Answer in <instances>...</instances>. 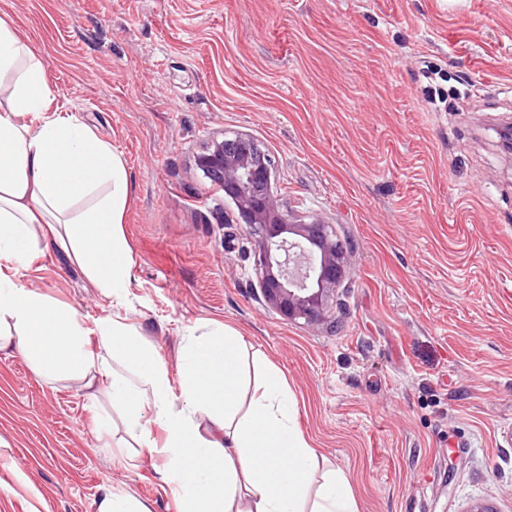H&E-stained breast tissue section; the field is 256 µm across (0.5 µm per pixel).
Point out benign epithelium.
<instances>
[{
    "label": "benign epithelium",
    "instance_id": "benign-epithelium-1",
    "mask_svg": "<svg viewBox=\"0 0 512 512\" xmlns=\"http://www.w3.org/2000/svg\"><path fill=\"white\" fill-rule=\"evenodd\" d=\"M197 166L233 200L238 223L254 240L255 276L265 304L288 321L326 319L347 267V252L331 225L292 220L274 194L270 160L249 136L213 139Z\"/></svg>",
    "mask_w": 512,
    "mask_h": 512
}]
</instances>
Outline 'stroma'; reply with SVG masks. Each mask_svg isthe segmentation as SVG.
Returning <instances> with one entry per match:
<instances>
[{
	"label": "stroma",
	"mask_w": 512,
	"mask_h": 512,
	"mask_svg": "<svg viewBox=\"0 0 512 512\" xmlns=\"http://www.w3.org/2000/svg\"><path fill=\"white\" fill-rule=\"evenodd\" d=\"M42 56L55 109L122 153L133 249L120 301L60 247L24 287L132 325L176 375L204 322L244 369L283 374L320 468L358 512H512V0H0ZM448 73L447 109L421 71ZM245 134L347 271L325 323L264 305L254 241L196 156ZM467 444L459 450L457 441ZM161 452L73 381L0 353V512H95L104 490L177 512Z\"/></svg>",
	"instance_id": "1"
}]
</instances>
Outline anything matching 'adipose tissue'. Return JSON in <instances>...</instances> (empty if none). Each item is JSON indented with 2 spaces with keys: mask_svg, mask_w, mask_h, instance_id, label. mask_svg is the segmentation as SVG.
<instances>
[{
  "mask_svg": "<svg viewBox=\"0 0 512 512\" xmlns=\"http://www.w3.org/2000/svg\"><path fill=\"white\" fill-rule=\"evenodd\" d=\"M53 99L42 57L0 18V352H20L42 379L84 383L120 407L139 447L162 448L160 478L180 512H358L347 475L320 470L294 425L277 369L266 368L240 413L238 332L216 323L190 332L175 394L161 360L120 320L86 328L75 308L14 281L12 270L54 244L73 252L103 296L129 283L126 162L75 116L50 113ZM117 356L132 360L139 384L113 371Z\"/></svg>",
  "mask_w": 512,
  "mask_h": 512,
  "instance_id": "1",
  "label": "adipose tissue"
}]
</instances>
